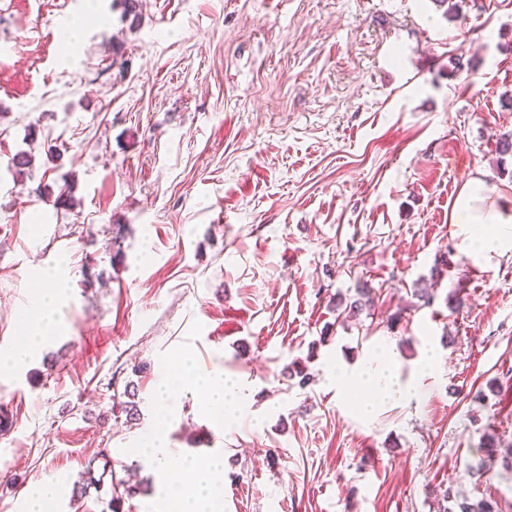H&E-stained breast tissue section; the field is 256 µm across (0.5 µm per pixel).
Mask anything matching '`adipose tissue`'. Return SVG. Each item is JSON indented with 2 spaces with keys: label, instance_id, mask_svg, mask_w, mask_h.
Wrapping results in <instances>:
<instances>
[{
  "label": "adipose tissue",
  "instance_id": "adipose-tissue-1",
  "mask_svg": "<svg viewBox=\"0 0 512 512\" xmlns=\"http://www.w3.org/2000/svg\"><path fill=\"white\" fill-rule=\"evenodd\" d=\"M451 222L461 246L475 261L491 262L512 256V197L490 186L482 175H474L458 192L453 204ZM56 294L40 291L32 337L15 347L4 365L21 366L32 356L36 344L49 338L55 327ZM393 354L358 365L342 381L373 391L363 409L371 415L376 406L388 402H408L417 394L415 382H401L394 367ZM161 387L169 398H177L182 390H191L205 411L234 418L246 402L243 387L226 377L223 371L198 372L189 354L179 353L171 359L161 379ZM152 461L158 475L165 478L170 512H218L224 492V458L220 455H187L173 458L165 446L163 432L152 434L148 441Z\"/></svg>",
  "mask_w": 512,
  "mask_h": 512
}]
</instances>
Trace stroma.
I'll return each instance as SVG.
<instances>
[{
	"mask_svg": "<svg viewBox=\"0 0 512 512\" xmlns=\"http://www.w3.org/2000/svg\"><path fill=\"white\" fill-rule=\"evenodd\" d=\"M463 13L142 0L134 27L119 0H0V355L28 330L40 272L63 287L56 334L0 371V512L49 480L52 512H115V495L116 512H168L143 453L156 429L175 454H223L222 512H435L447 491L512 512V470L487 455L512 448V258L474 263L450 222L472 175L512 192V0ZM41 183L70 186L73 209L31 195ZM362 280L370 314L341 316L336 294ZM385 346L401 377L433 368L414 400L366 417L336 371ZM181 351L248 389L236 420L187 391L164 416L158 381ZM296 359L307 387L285 372ZM107 458L111 484L75 498ZM481 463L490 481L467 476Z\"/></svg>",
	"mask_w": 512,
	"mask_h": 512,
	"instance_id": "obj_1",
	"label": "stroma"
}]
</instances>
